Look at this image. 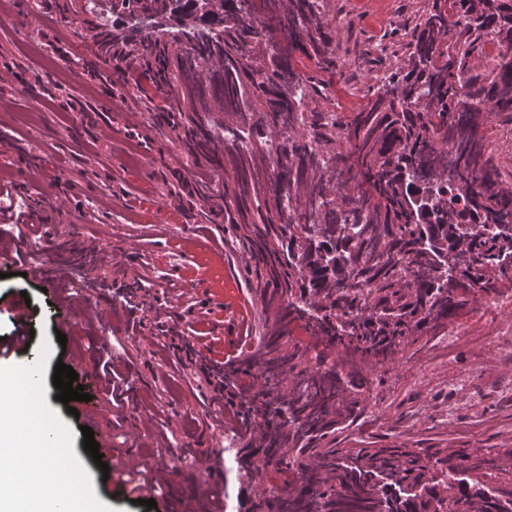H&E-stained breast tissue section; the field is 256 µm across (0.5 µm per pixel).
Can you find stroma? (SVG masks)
Wrapping results in <instances>:
<instances>
[{
	"instance_id": "stroma-1",
	"label": "stroma",
	"mask_w": 512,
	"mask_h": 512,
	"mask_svg": "<svg viewBox=\"0 0 512 512\" xmlns=\"http://www.w3.org/2000/svg\"><path fill=\"white\" fill-rule=\"evenodd\" d=\"M0 11V183L18 188L19 202L40 197L33 210L42 227L38 264L50 268L71 248H94L98 274L112 290L98 307L108 322L95 327L73 314L59 343L53 304L40 280L0 278V336L14 333L10 314L28 295L35 335L18 362L35 363L50 344L45 389L50 407L74 432L73 449L83 450L80 421L55 400L56 363L73 367L79 384L101 403L96 354L113 350L116 371L130 391L119 418L93 424L104 462L132 449L144 452L165 488L156 512H181L195 500L210 512L214 497L224 512H247L255 489L244 488L237 465L217 456L220 448L242 445L240 422L215 423V409L227 401L215 381L227 354L259 334V315L248 291L241 252L225 241L224 225L205 218L209 205L196 190L198 168L173 139L159 131L156 113L165 93L146 88L152 106L125 91L137 70L113 71L110 84L94 80L105 70L95 55L94 34L104 22L86 0H5ZM425 0H332L336 43L349 75L337 90V111H347L350 90L365 91L373 76L405 54L403 29L413 27ZM63 43L66 55L54 46ZM373 48L371 65L360 62ZM193 240L221 257L222 270L198 276L200 258L183 250ZM137 278H130V270ZM484 299L455 319L471 339L450 358L434 345L416 343L372 374L375 396L368 410L379 414L372 430L354 427L337 435L340 448H512V308L496 323L484 318ZM123 434L115 436L113 424ZM94 490L113 512H147L132 503L116 476H103L86 460Z\"/></svg>"
}]
</instances>
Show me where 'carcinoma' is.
<instances>
[{"label":"carcinoma","instance_id":"1","mask_svg":"<svg viewBox=\"0 0 512 512\" xmlns=\"http://www.w3.org/2000/svg\"><path fill=\"white\" fill-rule=\"evenodd\" d=\"M95 2L100 56L180 88L160 125L224 170L218 210L253 265L264 332L223 374L249 423L224 452L276 489L249 512H512V448L336 447L368 371L512 289V193L482 133L512 113V0H427L404 64L349 114L326 92L331 0Z\"/></svg>","mask_w":512,"mask_h":512}]
</instances>
